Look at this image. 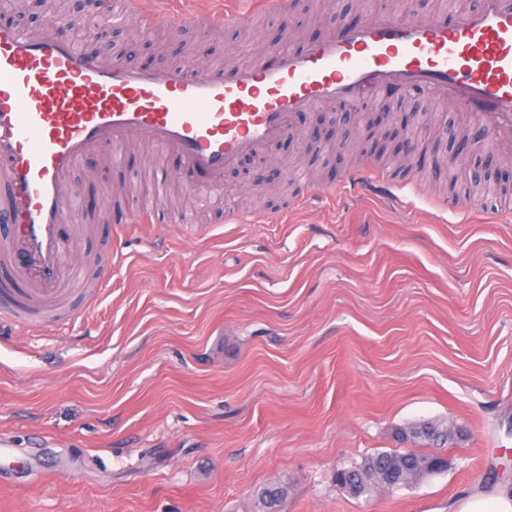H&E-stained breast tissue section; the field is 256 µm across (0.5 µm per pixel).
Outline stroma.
I'll return each mask as SVG.
<instances>
[{
	"instance_id": "obj_1",
	"label": "stroma",
	"mask_w": 512,
	"mask_h": 512,
	"mask_svg": "<svg viewBox=\"0 0 512 512\" xmlns=\"http://www.w3.org/2000/svg\"><path fill=\"white\" fill-rule=\"evenodd\" d=\"M158 8L139 0L124 25L127 60L160 45L183 64L203 44L209 64H253L365 16L358 0H296L288 41L269 9L174 34L152 22ZM409 103L437 160L407 207L341 196L354 162L334 138L358 136L341 104L297 119L327 141L312 167L290 140L260 154L277 190L262 199L243 180L199 191L175 163L157 191L158 152L136 139L81 161L64 226L67 262L88 275L78 311L30 334L0 328V440L14 450L0 512H255L268 482L286 488L280 512H448L511 482L512 181L497 171L512 160L473 148L449 186L448 125L466 113ZM110 200L130 218L117 231ZM426 421L460 431L445 471L360 497L336 485L365 456L433 452L396 436Z\"/></svg>"
}]
</instances>
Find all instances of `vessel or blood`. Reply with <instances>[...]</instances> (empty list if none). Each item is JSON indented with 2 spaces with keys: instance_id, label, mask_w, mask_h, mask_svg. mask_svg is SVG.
I'll return each instance as SVG.
<instances>
[{
  "instance_id": "b4317fda",
  "label": "vessel or blood",
  "mask_w": 512,
  "mask_h": 512,
  "mask_svg": "<svg viewBox=\"0 0 512 512\" xmlns=\"http://www.w3.org/2000/svg\"><path fill=\"white\" fill-rule=\"evenodd\" d=\"M273 54V63L232 69L141 67L0 24V276L21 284L0 305V322L32 328L30 306L53 304L66 276V179L92 151L130 138L219 187L241 157L293 133L299 113L336 103L358 112L405 90L453 100L512 153V0L422 19L377 9L305 49ZM382 183L361 167L343 187Z\"/></svg>"
}]
</instances>
